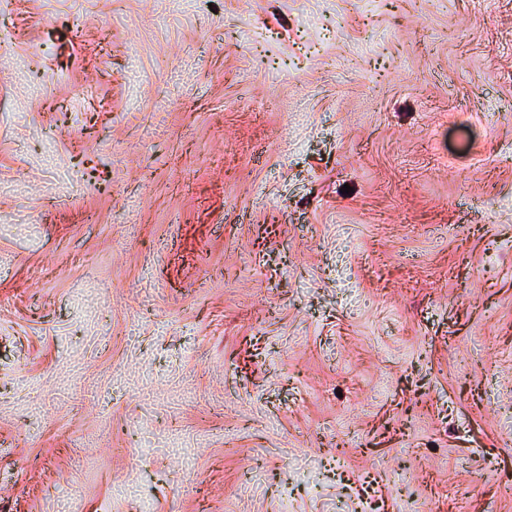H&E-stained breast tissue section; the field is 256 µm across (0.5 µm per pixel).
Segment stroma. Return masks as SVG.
Listing matches in <instances>:
<instances>
[{
  "label": "stroma",
  "instance_id": "1",
  "mask_svg": "<svg viewBox=\"0 0 512 512\" xmlns=\"http://www.w3.org/2000/svg\"><path fill=\"white\" fill-rule=\"evenodd\" d=\"M10 2L0 512H512V0Z\"/></svg>",
  "mask_w": 512,
  "mask_h": 512
}]
</instances>
